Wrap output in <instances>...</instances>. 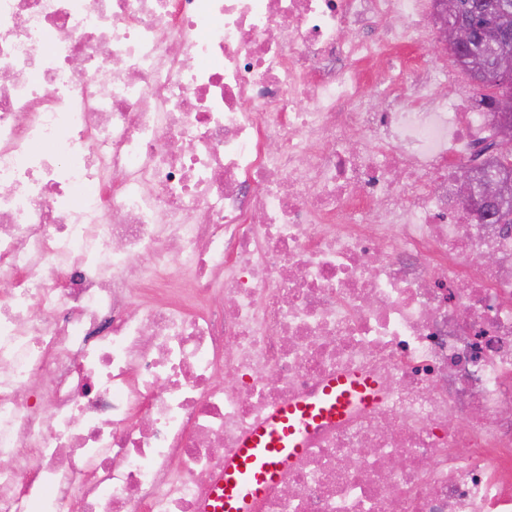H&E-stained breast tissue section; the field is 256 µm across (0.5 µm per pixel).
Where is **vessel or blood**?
<instances>
[{
  "mask_svg": "<svg viewBox=\"0 0 512 512\" xmlns=\"http://www.w3.org/2000/svg\"><path fill=\"white\" fill-rule=\"evenodd\" d=\"M379 396L376 379L354 372L330 378L317 391L278 408L243 436L205 512H252L255 501L301 456L308 429L340 421L353 406Z\"/></svg>",
  "mask_w": 512,
  "mask_h": 512,
  "instance_id": "vessel-or-blood-1",
  "label": "vessel or blood"
}]
</instances>
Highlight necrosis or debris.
<instances>
[{"label": "necrosis or debris", "instance_id": "4bbe7bcc", "mask_svg": "<svg viewBox=\"0 0 512 512\" xmlns=\"http://www.w3.org/2000/svg\"><path fill=\"white\" fill-rule=\"evenodd\" d=\"M442 2L0 0V512H201L355 370L252 512H512V225L459 187L498 104L396 60ZM379 396L376 379L354 372L330 378L317 391L278 408L243 436L204 512H251L301 456L308 429L340 421L354 405H369Z\"/></svg>", "mask_w": 512, "mask_h": 512}]
</instances>
